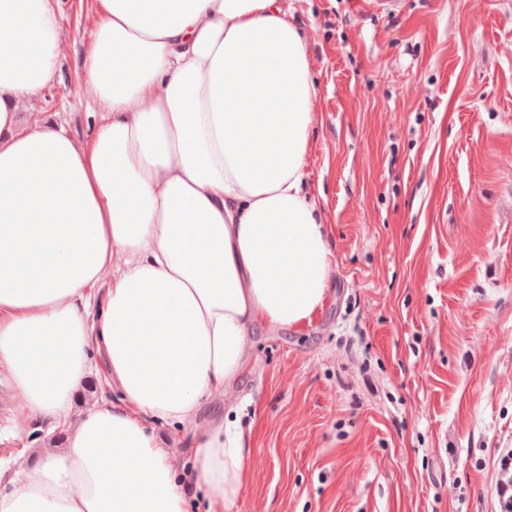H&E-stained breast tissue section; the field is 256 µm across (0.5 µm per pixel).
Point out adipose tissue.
<instances>
[{
    "label": "adipose tissue",
    "mask_w": 512,
    "mask_h": 512,
    "mask_svg": "<svg viewBox=\"0 0 512 512\" xmlns=\"http://www.w3.org/2000/svg\"><path fill=\"white\" fill-rule=\"evenodd\" d=\"M96 6L84 95L99 118L79 141L19 118L55 76V0H0V369L28 418L68 434L0 472V512H191V486L224 512L243 434L211 421L182 475L156 427L195 425L257 324L298 328L326 301L306 44L281 0ZM93 344L123 404L75 414Z\"/></svg>",
    "instance_id": "1"
}]
</instances>
